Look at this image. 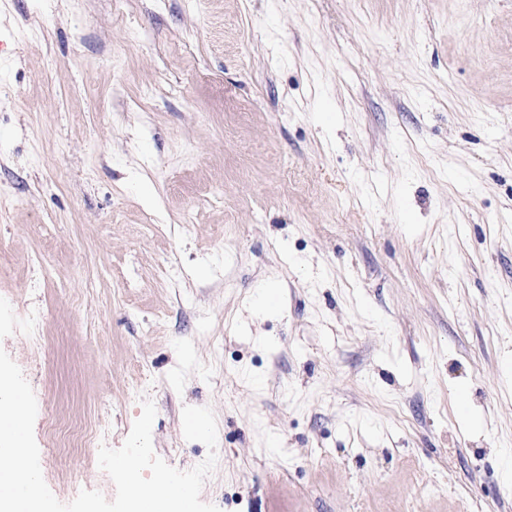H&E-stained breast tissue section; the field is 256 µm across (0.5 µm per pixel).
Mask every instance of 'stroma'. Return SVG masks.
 <instances>
[{
    "instance_id": "obj_1",
    "label": "stroma",
    "mask_w": 512,
    "mask_h": 512,
    "mask_svg": "<svg viewBox=\"0 0 512 512\" xmlns=\"http://www.w3.org/2000/svg\"><path fill=\"white\" fill-rule=\"evenodd\" d=\"M0 349L63 503L145 382L220 512H512V0H0Z\"/></svg>"
}]
</instances>
